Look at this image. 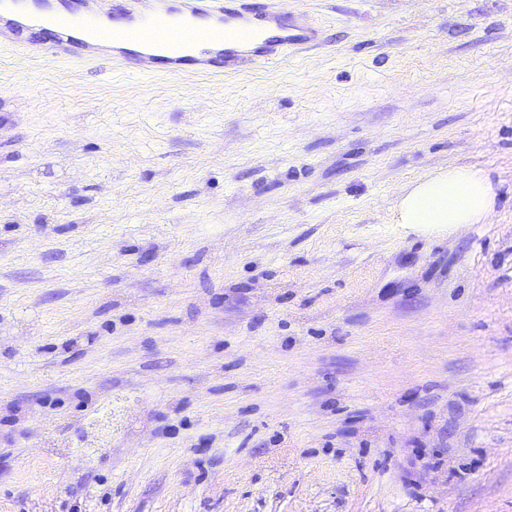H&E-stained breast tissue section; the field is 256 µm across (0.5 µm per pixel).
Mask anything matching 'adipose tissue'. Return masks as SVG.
<instances>
[{
	"label": "adipose tissue",
	"instance_id": "adipose-tissue-1",
	"mask_svg": "<svg viewBox=\"0 0 512 512\" xmlns=\"http://www.w3.org/2000/svg\"><path fill=\"white\" fill-rule=\"evenodd\" d=\"M495 211L493 186L481 170L452 166L420 179L399 196L396 223L457 231L485 223Z\"/></svg>",
	"mask_w": 512,
	"mask_h": 512
}]
</instances>
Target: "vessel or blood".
Segmentation results:
<instances>
[{"instance_id":"b4317fda","label":"vessel or blood","mask_w":512,"mask_h":512,"mask_svg":"<svg viewBox=\"0 0 512 512\" xmlns=\"http://www.w3.org/2000/svg\"><path fill=\"white\" fill-rule=\"evenodd\" d=\"M0 42L30 58L217 76L320 45L321 30L274 0H0Z\"/></svg>"}]
</instances>
